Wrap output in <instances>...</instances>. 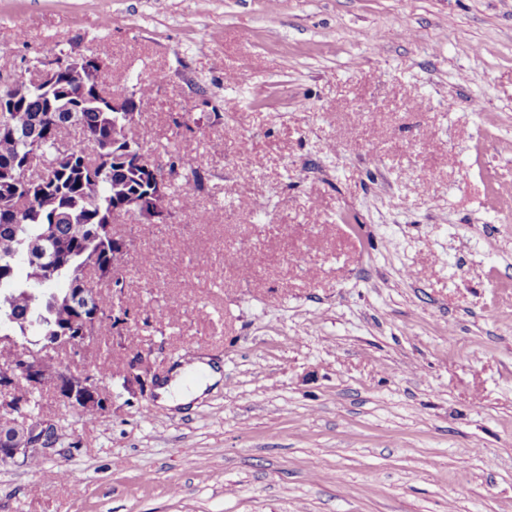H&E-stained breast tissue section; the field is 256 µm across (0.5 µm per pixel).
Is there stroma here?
Instances as JSON below:
<instances>
[{
    "label": "stroma",
    "instance_id": "35a3bbf8",
    "mask_svg": "<svg viewBox=\"0 0 512 512\" xmlns=\"http://www.w3.org/2000/svg\"><path fill=\"white\" fill-rule=\"evenodd\" d=\"M70 51L165 72L140 129L208 220H115L112 405L45 389L0 512H512V0H0V74ZM189 357L222 381L165 408Z\"/></svg>",
    "mask_w": 512,
    "mask_h": 512
}]
</instances>
